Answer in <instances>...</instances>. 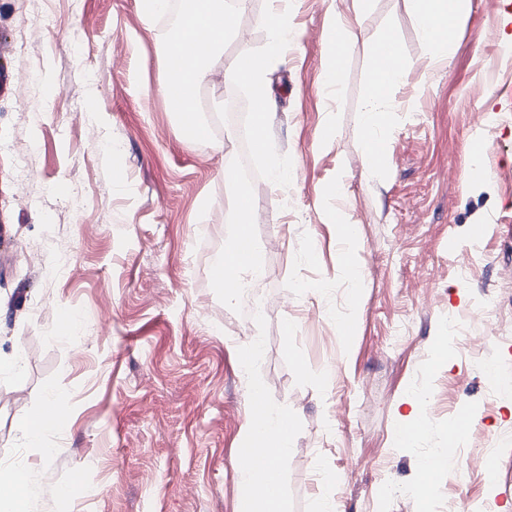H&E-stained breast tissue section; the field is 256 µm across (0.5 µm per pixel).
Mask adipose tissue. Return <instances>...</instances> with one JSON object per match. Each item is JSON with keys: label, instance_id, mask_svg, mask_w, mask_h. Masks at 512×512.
I'll return each mask as SVG.
<instances>
[{"label": "adipose tissue", "instance_id": "ef3b65f1", "mask_svg": "<svg viewBox=\"0 0 512 512\" xmlns=\"http://www.w3.org/2000/svg\"><path fill=\"white\" fill-rule=\"evenodd\" d=\"M470 0H406L422 40L435 58L451 56L455 47L456 21L469 7ZM247 0H238L237 7H230L227 0H200L198 7L180 18L182 32L171 37L165 53L167 78L165 88H178L181 104L196 106L201 86L221 70L225 41L235 29L237 8L246 7ZM368 68V95L361 114L364 130V147L373 158L368 164L371 173L385 171L383 133L389 126L391 110L388 90L404 78V63L399 44L392 35L385 34L375 43ZM390 47L388 62H381L378 51ZM336 230L345 248L339 259L340 272L352 286L351 307L336 321L342 326L341 337H348L357 328L355 308L359 304L362 274L354 260L358 249L356 227L344 212H337ZM287 412L267 408L264 423L247 418L243 444L257 448L278 449V456L269 461L271 468H278L281 456L287 455L291 433L283 423ZM235 468L243 488L238 512H283L281 493L264 491L263 472L242 458H235Z\"/></svg>", "mask_w": 512, "mask_h": 512}]
</instances>
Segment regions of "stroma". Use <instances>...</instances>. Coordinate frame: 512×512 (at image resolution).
Masks as SVG:
<instances>
[{
  "label": "stroma",
  "instance_id": "1",
  "mask_svg": "<svg viewBox=\"0 0 512 512\" xmlns=\"http://www.w3.org/2000/svg\"><path fill=\"white\" fill-rule=\"evenodd\" d=\"M265 3L239 11L224 67L266 43ZM351 12V0H293L304 37L270 67L271 132L293 166L289 188L259 196L270 314L256 329L210 284L227 237L224 169L240 146L223 108L232 84L218 74L199 93L223 152L187 143L160 85L172 32L145 23L138 0H0V358L18 360L0 375V463L27 471L32 512H236L230 459L256 384L296 419L284 512H315L325 497L336 512H512V408L485 374L512 380V16L502 0H471L453 55L435 60L405 0H372L330 89L325 33ZM385 33L406 69L388 95L377 177L361 109ZM477 139L480 182L468 176ZM338 182L363 277L345 341L330 315L347 310L349 286L324 196ZM489 296L490 329L472 317ZM65 310L78 341L55 333ZM50 389L69 420L45 435L46 456L19 423ZM422 391L427 436L397 445L395 419ZM464 408L471 428L421 498L419 463L445 454ZM77 471L81 487L61 496Z\"/></svg>",
  "mask_w": 512,
  "mask_h": 512
}]
</instances>
